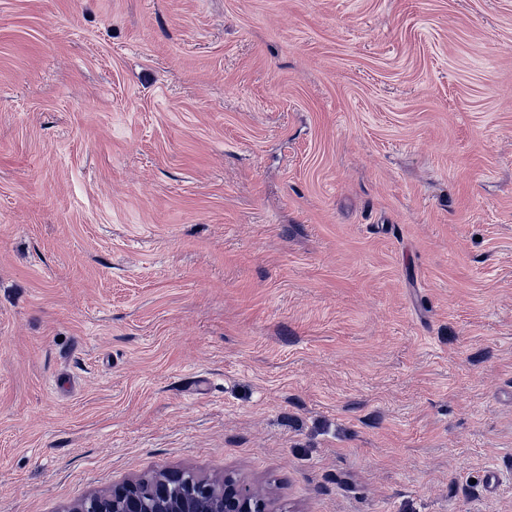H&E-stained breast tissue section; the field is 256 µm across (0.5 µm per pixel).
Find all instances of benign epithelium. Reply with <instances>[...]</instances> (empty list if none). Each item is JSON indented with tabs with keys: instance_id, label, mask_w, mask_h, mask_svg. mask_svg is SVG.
<instances>
[{
	"instance_id": "benign-epithelium-1",
	"label": "benign epithelium",
	"mask_w": 512,
	"mask_h": 512,
	"mask_svg": "<svg viewBox=\"0 0 512 512\" xmlns=\"http://www.w3.org/2000/svg\"><path fill=\"white\" fill-rule=\"evenodd\" d=\"M68 512H275L259 489L232 474L222 479L191 470L164 471L93 494Z\"/></svg>"
}]
</instances>
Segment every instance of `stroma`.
I'll use <instances>...</instances> for the list:
<instances>
[{"instance_id":"35a3bbf8","label":"stroma","mask_w":512,"mask_h":512,"mask_svg":"<svg viewBox=\"0 0 512 512\" xmlns=\"http://www.w3.org/2000/svg\"><path fill=\"white\" fill-rule=\"evenodd\" d=\"M184 468L512 512V0H0V512Z\"/></svg>"}]
</instances>
